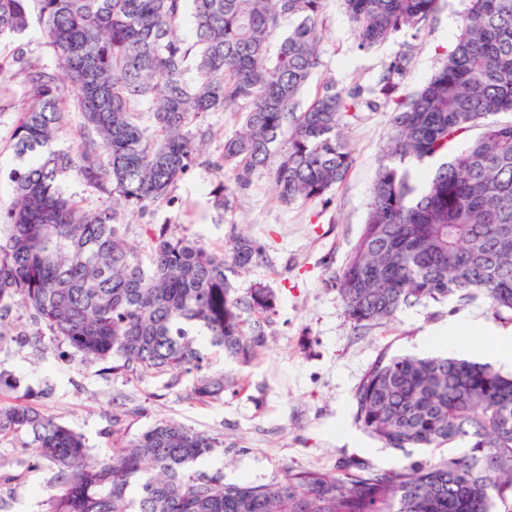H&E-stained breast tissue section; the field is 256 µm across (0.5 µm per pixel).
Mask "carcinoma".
I'll return each mask as SVG.
<instances>
[{
	"label": "carcinoma",
	"mask_w": 512,
	"mask_h": 512,
	"mask_svg": "<svg viewBox=\"0 0 512 512\" xmlns=\"http://www.w3.org/2000/svg\"><path fill=\"white\" fill-rule=\"evenodd\" d=\"M438 0H343L370 50L419 30ZM325 0H0V40L35 16L57 66L12 60L27 89L0 211V322L20 298L50 335L131 375L196 376L193 395L217 399L207 349L243 365L266 348L272 290L240 296L230 276L263 258L246 236L227 252L164 229L149 264L118 236L116 211H86L61 191L69 172L141 208L168 198L190 170L209 112L235 109L222 167L247 187L276 159L284 205L327 201L354 153L344 132L360 93L328 82L300 108L319 65ZM409 62L381 80L386 95ZM194 78L188 79L189 71ZM81 115L71 151L52 142ZM512 0H470L454 49L398 103L365 224L329 284L346 317L367 329L402 310L480 299L512 322ZM444 157L426 183L413 165ZM229 189L209 195L224 211ZM353 422L384 448L429 457L388 471L365 463L335 473L288 469L262 485L226 483L199 462L224 441L173 419L156 421L112 455L92 452L56 417L0 405V440L33 436L50 464L45 512H512V370L445 353L382 350L353 391Z\"/></svg>",
	"instance_id": "1"
}]
</instances>
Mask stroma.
Returning a JSON list of instances; mask_svg holds the SVG:
<instances>
[{
  "label": "stroma",
  "mask_w": 512,
  "mask_h": 512,
  "mask_svg": "<svg viewBox=\"0 0 512 512\" xmlns=\"http://www.w3.org/2000/svg\"><path fill=\"white\" fill-rule=\"evenodd\" d=\"M469 0H438L433 18L420 31L401 32L368 51L359 50L353 23L341 0H326L319 44L320 64L302 93L311 102L322 85L356 89L362 103L346 119L345 135L355 162L330 194L328 203L283 206L270 170L254 173L243 189L231 188L230 206L216 214L210 190L229 177L220 163L224 137L235 128L232 111L207 115L211 134L195 165L170 190L169 201L142 209L115 202L111 193L86 185L75 175L63 190L85 210H118L120 236L140 256H148L161 227L200 239L207 247H227L245 232L265 248V256L234 283L239 295L261 285L276 295V311L265 327L267 347L245 367L210 351V371L223 375L227 387L217 400L193 398L191 377L169 387L168 376L131 377L112 371L109 362L84 359L50 336L31 310L14 301L0 338V370L10 376L0 388V402L22 401L59 418L80 432L93 452L110 453L112 417L121 415L128 435L162 418L223 439L222 451L200 466L221 473L225 482L260 485L281 479L287 469L316 467L338 471L350 460L388 470L425 458L419 448L402 452L380 444L353 423L352 393L362 374L387 346L418 352L426 336L467 316L486 325L494 320L482 301L461 306L455 300L417 305L388 323L357 329L327 280L339 270L356 242L371 201L379 160L391 133L396 104L420 89L455 43ZM13 41L0 42V207L14 198L9 172L17 164L12 134L23 108V88L11 60ZM410 62L398 90L385 99L375 89L400 53ZM0 470L13 476L0 483V512H43L44 489L52 471L31 436L0 445Z\"/></svg>",
  "instance_id": "35a3bbf8"
}]
</instances>
